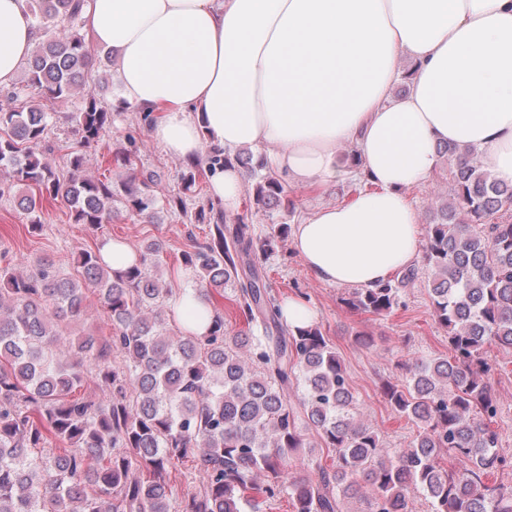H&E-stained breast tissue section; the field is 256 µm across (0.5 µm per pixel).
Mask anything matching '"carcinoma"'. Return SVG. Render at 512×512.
Listing matches in <instances>:
<instances>
[{
    "mask_svg": "<svg viewBox=\"0 0 512 512\" xmlns=\"http://www.w3.org/2000/svg\"><path fill=\"white\" fill-rule=\"evenodd\" d=\"M85 2H28L41 31L28 82L50 99L86 92L75 117L81 147L99 140L112 113L87 88L93 62L84 39L49 35L47 23L80 19ZM48 117L35 108L0 112V167L25 187L20 206L31 229L44 205L59 201L74 224L112 223V187L82 173L80 150L71 152L65 178L45 162ZM444 152L454 197L426 225L422 262L433 271V315L448 335V355L422 359L407 367L405 381L383 386L393 411L419 428L409 449L384 447L356 422L344 363L320 326L281 323L282 302L256 281L272 238L201 210L194 223L213 225L210 237L181 262L202 284L194 297L213 308L203 336L171 328L172 290L146 273L163 253L157 239L120 274L96 250L78 256L77 277L46 259L25 277L0 266V512H261L280 498L293 512H350L356 498L358 512H411L415 490L431 512H512V487L489 481L504 460L485 357L492 345L512 350V185L497 181L475 152ZM236 163L255 179L257 210L292 205L281 180L261 173L263 162L244 152ZM145 187L144 180L124 185L125 207L151 220L155 201ZM416 276L406 267L345 304L388 314ZM228 285L245 323L232 336L217 301ZM90 289L112 326L108 338L62 330L84 315ZM294 374L303 382L296 406L288 397ZM86 383L96 392L75 395ZM307 427L335 452L332 466L316 465L315 480L288 471L290 455L310 447ZM53 439L66 447H49ZM193 453L207 481L179 498L171 469ZM445 455L461 468L445 469Z\"/></svg>",
    "mask_w": 512,
    "mask_h": 512,
    "instance_id": "1",
    "label": "carcinoma"
}]
</instances>
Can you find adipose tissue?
<instances>
[{
	"label": "adipose tissue",
	"instance_id": "adipose-tissue-1",
	"mask_svg": "<svg viewBox=\"0 0 512 512\" xmlns=\"http://www.w3.org/2000/svg\"><path fill=\"white\" fill-rule=\"evenodd\" d=\"M86 17L120 59L124 98L160 112L151 135L169 153L250 148L295 186L373 183L293 229L324 282L373 288L414 264L407 191L438 146L482 153L512 184V0H88ZM35 39L27 0H0V86Z\"/></svg>",
	"mask_w": 512,
	"mask_h": 512
}]
</instances>
